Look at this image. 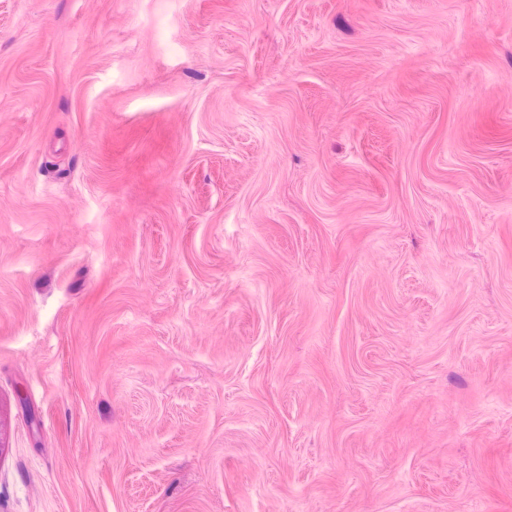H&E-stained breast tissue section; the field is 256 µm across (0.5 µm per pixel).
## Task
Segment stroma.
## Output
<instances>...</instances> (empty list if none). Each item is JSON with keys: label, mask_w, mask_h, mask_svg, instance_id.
I'll return each instance as SVG.
<instances>
[{"label": "stroma", "mask_w": 512, "mask_h": 512, "mask_svg": "<svg viewBox=\"0 0 512 512\" xmlns=\"http://www.w3.org/2000/svg\"><path fill=\"white\" fill-rule=\"evenodd\" d=\"M0 512H512V0H0Z\"/></svg>", "instance_id": "35a3bbf8"}]
</instances>
